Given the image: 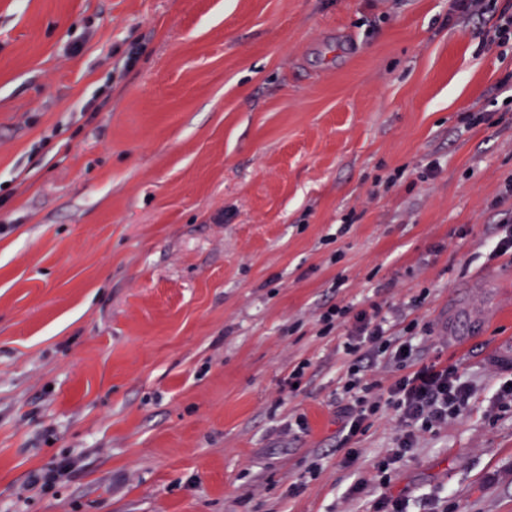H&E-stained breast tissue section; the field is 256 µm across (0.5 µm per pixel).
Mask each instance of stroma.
Here are the masks:
<instances>
[{
    "instance_id": "1",
    "label": "stroma",
    "mask_w": 512,
    "mask_h": 512,
    "mask_svg": "<svg viewBox=\"0 0 512 512\" xmlns=\"http://www.w3.org/2000/svg\"><path fill=\"white\" fill-rule=\"evenodd\" d=\"M487 2L0 0V512H368L398 423L345 465L336 301L402 308L476 389L392 491L512 512V41H485L512 0ZM351 311L350 305H342L340 302L330 305L319 317L322 324L321 334H328L344 324Z\"/></svg>"
}]
</instances>
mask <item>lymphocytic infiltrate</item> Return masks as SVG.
Instances as JSON below:
<instances>
[{
    "mask_svg": "<svg viewBox=\"0 0 512 512\" xmlns=\"http://www.w3.org/2000/svg\"><path fill=\"white\" fill-rule=\"evenodd\" d=\"M322 333L348 325L341 346L350 358L339 402L337 438L345 447L347 464H355L359 449L351 442L364 424L380 409L393 410L401 424L395 448L376 457L372 463L382 492L371 505L372 512H408V502L390 489L391 473L418 439L432 434L448 420L465 411L473 389L456 365L422 363L415 357L414 340L419 336L417 321H406L403 313L387 317L380 304L359 311L335 303L319 317ZM392 369L394 378L385 389H377L367 374L376 364Z\"/></svg>",
    "mask_w": 512,
    "mask_h": 512,
    "instance_id": "1",
    "label": "lymphocytic infiltrate"
}]
</instances>
